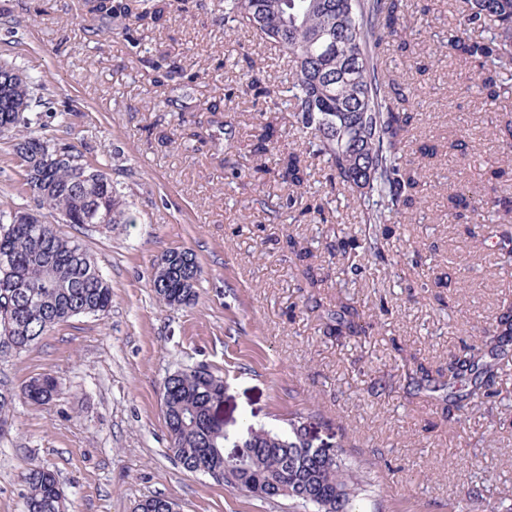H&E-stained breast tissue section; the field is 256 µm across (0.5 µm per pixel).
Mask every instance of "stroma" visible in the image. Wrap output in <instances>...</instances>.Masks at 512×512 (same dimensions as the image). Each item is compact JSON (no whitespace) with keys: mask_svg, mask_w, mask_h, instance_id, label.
<instances>
[{"mask_svg":"<svg viewBox=\"0 0 512 512\" xmlns=\"http://www.w3.org/2000/svg\"><path fill=\"white\" fill-rule=\"evenodd\" d=\"M222 14V0H189L134 47L119 22L92 12L91 0H0V62L37 83L45 119L35 136L96 164L136 216L109 230L57 227L94 256L112 308L73 317L37 346L0 358L2 385L18 389L42 374L59 382L50 403L20 399L12 410L0 438V512H24L23 477L35 467L55 475L67 512H134L152 496L174 500L179 512H304L292 500L186 472L169 456L161 384L198 365L224 380L218 416L234 440L260 427L280 430L290 412L308 409L318 414L315 443L345 436L348 463L372 483L363 512H451L463 499L472 512L512 504V361L500 365L478 408L452 420L443 392L407 387L415 362L436 367L480 347L503 301H512V265L487 242L495 214L448 208L460 185L488 195L487 172L501 165L503 149L486 117L512 113V98L490 104L449 87L448 31L458 17L444 2L426 22L409 11L415 51L436 64L421 76L409 58L389 52L384 60L417 89L415 139L444 151L426 172L423 213L354 274L324 247L333 227L292 221L287 185L254 173L256 106L237 98L209 112L240 75L227 65L238 49L267 65L276 85L289 80L281 52L243 31L225 37ZM163 55L204 79L155 84L147 63ZM227 121L239 131L230 145L219 137ZM455 140L467 142L471 160L450 149ZM10 150L0 137V214L38 212ZM275 205L280 215H272ZM290 237L312 252L324 287L305 288L286 249ZM171 249L191 250L201 268L194 305L170 307L155 296L152 273ZM443 273L453 286L436 287ZM461 280L466 289H457ZM312 296L326 305L345 297L378 324L367 336L330 337L306 307Z\"/></svg>","mask_w":512,"mask_h":512,"instance_id":"1","label":"stroma"}]
</instances>
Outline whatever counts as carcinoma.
<instances>
[{
    "mask_svg": "<svg viewBox=\"0 0 512 512\" xmlns=\"http://www.w3.org/2000/svg\"><path fill=\"white\" fill-rule=\"evenodd\" d=\"M179 0H96L101 17L125 21L122 33L134 32L148 22L160 23ZM468 28L477 32H448V50L468 73L467 89H477L488 100L512 97V0H463ZM407 0H224V34L245 30L259 42L287 55L291 80L286 90L271 83L268 71L243 58L247 79L224 86V97L241 96L256 104L276 102L288 92L291 137L303 148L280 149L282 135L272 124L261 126L251 145L257 157L275 155L274 173L290 191L307 187L311 176L310 155L315 153L330 168L331 190L340 187L365 205L361 239L350 247L329 240L325 248L351 260L350 269L361 270L372 256H380L381 239L395 226L412 219L422 208L423 178L430 159L437 156L431 145L413 147L411 132L419 121L412 85L383 68L382 54H413L406 21ZM154 82L184 85L199 78L181 61L163 57L151 62ZM35 86L30 77L11 81L0 71V136L13 142L14 154L25 167V186L40 185L36 197L41 208L56 214L64 224H130L122 192L102 170L83 163L88 181L74 183L67 165L46 162L49 147L26 133L40 117L29 116ZM488 123L502 139L507 167L491 172L495 180L512 181V116L498 114ZM300 215L321 224L333 223V213L322 195H288V208L299 201ZM499 224H512V200L488 197ZM170 266L153 273V288L168 306H190L197 299L194 282L200 273L188 250H170ZM111 288L80 243L61 236L52 224L38 217L31 224H0V356L26 350L54 325L83 314L105 313L111 307ZM374 322L342 301L327 311L325 329L338 338L369 333ZM512 356V303L502 305L493 333L484 348L469 349L432 370L416 365V386L448 388V413L465 412L487 395L494 384V362ZM163 415L168 433V452L184 469L202 473L214 481L251 492L259 497H287L315 512H360L358 501L367 482L360 471L345 461V444L316 446L309 429L318 413L291 412L287 428H259L235 448L247 449L242 467L228 468L224 461L223 424L215 418L224 399V380L207 367L176 371L163 382ZM56 380L43 375L20 390L0 385V435L10 426L9 416L18 396L35 404L50 401ZM26 512H65L55 476L32 470L25 477ZM177 504L160 497L140 501L136 512H176Z\"/></svg>",
    "mask_w": 512,
    "mask_h": 512,
    "instance_id": "cac0c4a2",
    "label": "carcinoma"
}]
</instances>
